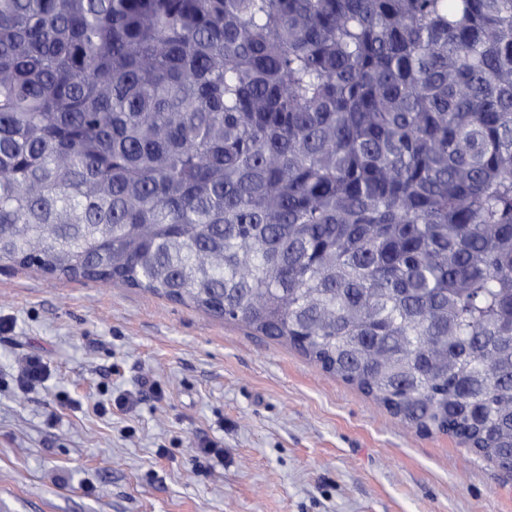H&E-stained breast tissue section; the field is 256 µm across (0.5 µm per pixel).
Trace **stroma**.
<instances>
[{"label":"stroma","mask_w":512,"mask_h":512,"mask_svg":"<svg viewBox=\"0 0 512 512\" xmlns=\"http://www.w3.org/2000/svg\"><path fill=\"white\" fill-rule=\"evenodd\" d=\"M0 512H512V474L240 323L4 267ZM46 375L47 368L45 363L38 357H30L22 369L19 382L22 388H28L43 381Z\"/></svg>","instance_id":"obj_1"}]
</instances>
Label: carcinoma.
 Here are the masks:
<instances>
[{
	"instance_id": "obj_1",
	"label": "carcinoma",
	"mask_w": 512,
	"mask_h": 512,
	"mask_svg": "<svg viewBox=\"0 0 512 512\" xmlns=\"http://www.w3.org/2000/svg\"><path fill=\"white\" fill-rule=\"evenodd\" d=\"M300 349L512 460V0H0V267Z\"/></svg>"
}]
</instances>
